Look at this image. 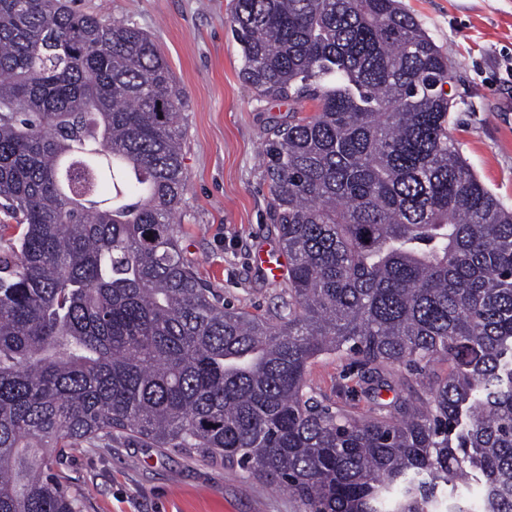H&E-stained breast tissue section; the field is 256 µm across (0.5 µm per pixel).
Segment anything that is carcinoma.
<instances>
[{"label": "carcinoma", "instance_id": "obj_1", "mask_svg": "<svg viewBox=\"0 0 512 512\" xmlns=\"http://www.w3.org/2000/svg\"><path fill=\"white\" fill-rule=\"evenodd\" d=\"M225 25L242 80L291 102L263 149L273 317L182 255L185 102L150 36L0 0V224L24 225L0 251V512H83L54 467L117 438L297 512H512V209L449 132L448 54L398 0H234ZM325 354L364 369L365 412L309 388ZM440 361L426 398L392 371Z\"/></svg>", "mask_w": 512, "mask_h": 512}]
</instances>
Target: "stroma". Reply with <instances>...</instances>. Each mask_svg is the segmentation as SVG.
Segmentation results:
<instances>
[{"label": "stroma", "mask_w": 512, "mask_h": 512, "mask_svg": "<svg viewBox=\"0 0 512 512\" xmlns=\"http://www.w3.org/2000/svg\"><path fill=\"white\" fill-rule=\"evenodd\" d=\"M447 52L454 80L450 130L481 182L512 206V0H402ZM75 9L134 24L165 55L186 102L187 189L175 215L183 256L215 298L269 317L287 279L256 262L278 246L259 157L288 102L259 96L240 76L241 51L224 21L232 0H72ZM307 380L318 399L365 407L350 357L323 356ZM59 472L85 512H296L288 491L200 456L140 444L64 452Z\"/></svg>", "instance_id": "1"}]
</instances>
